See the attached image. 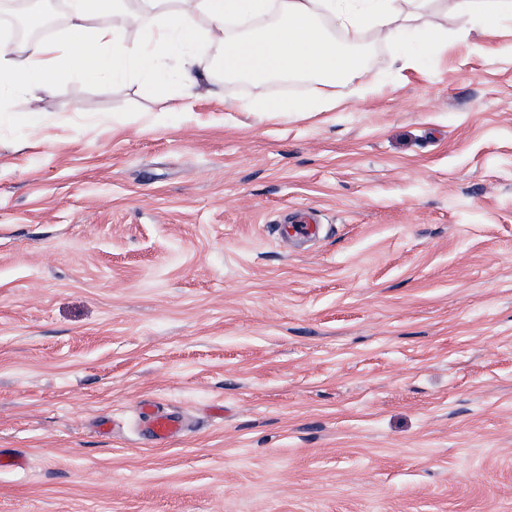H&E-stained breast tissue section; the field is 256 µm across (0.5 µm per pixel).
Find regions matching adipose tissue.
<instances>
[{
    "instance_id": "obj_1",
    "label": "adipose tissue",
    "mask_w": 512,
    "mask_h": 512,
    "mask_svg": "<svg viewBox=\"0 0 512 512\" xmlns=\"http://www.w3.org/2000/svg\"><path fill=\"white\" fill-rule=\"evenodd\" d=\"M432 0H143L140 25L143 39L127 45L114 26H90L99 12H119L122 0H72L71 22L56 40L14 43L0 54V92L34 95L53 92L67 71L88 78L153 70L157 47H185L179 58L183 90L193 96L204 74L190 45L207 39L224 43V72L250 77H289L312 80V111L336 105V85L365 77L363 51L332 43L324 21L342 30L368 27L390 41H402L413 21ZM462 27L480 25L489 31L495 17H512V0H454ZM276 11V21L260 33L238 38L235 26Z\"/></svg>"
}]
</instances>
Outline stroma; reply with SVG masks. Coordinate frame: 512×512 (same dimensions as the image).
<instances>
[{
    "label": "stroma",
    "instance_id": "obj_1",
    "mask_svg": "<svg viewBox=\"0 0 512 512\" xmlns=\"http://www.w3.org/2000/svg\"><path fill=\"white\" fill-rule=\"evenodd\" d=\"M374 80L64 74L0 111V512H512V19ZM281 103L282 113L265 107ZM322 232L281 240L291 209ZM186 431L146 445L138 408Z\"/></svg>",
    "mask_w": 512,
    "mask_h": 512
}]
</instances>
